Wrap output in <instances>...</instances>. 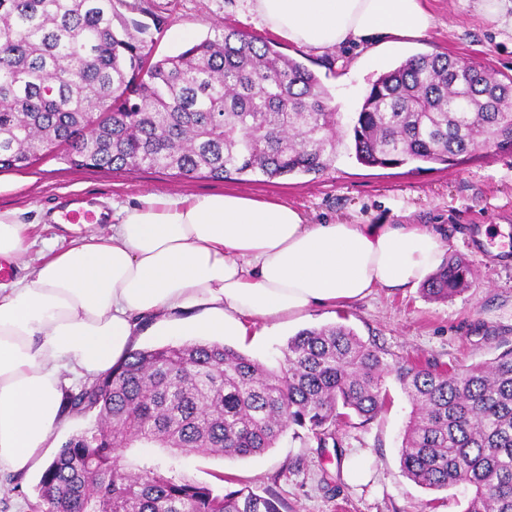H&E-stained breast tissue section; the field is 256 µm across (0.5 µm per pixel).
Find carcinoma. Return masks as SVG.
<instances>
[{"instance_id": "obj_1", "label": "carcinoma", "mask_w": 512, "mask_h": 512, "mask_svg": "<svg viewBox=\"0 0 512 512\" xmlns=\"http://www.w3.org/2000/svg\"><path fill=\"white\" fill-rule=\"evenodd\" d=\"M123 2L0 0V171L24 169L51 146L68 147L78 167L217 180L330 167L336 109L303 63L229 27L153 61L121 21ZM350 135L371 167L511 153L512 78L447 55L410 56L371 84ZM473 275L450 258L423 290L446 300ZM390 376L410 404L405 477L428 490L464 488L465 512H512V348L438 370L391 363L343 324L299 331L275 369L218 341L131 351L65 391L63 411L94 422L44 468L31 512H280L276 494L217 490L177 459L260 456L292 427L325 448L340 426L376 417Z\"/></svg>"}]
</instances>
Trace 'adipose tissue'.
Returning a JSON list of instances; mask_svg holds the SVG:
<instances>
[{"mask_svg": "<svg viewBox=\"0 0 512 512\" xmlns=\"http://www.w3.org/2000/svg\"><path fill=\"white\" fill-rule=\"evenodd\" d=\"M258 29L318 51L377 40L401 46L434 24L425 0H245ZM47 255L0 294V472L47 463L65 414L64 374L87 378L127 356L143 319L166 335L194 311L185 336H241L249 323L350 305L379 288H413L444 261L421 224H311L283 204L226 193L149 194L119 210L108 234L72 224Z\"/></svg>", "mask_w": 512, "mask_h": 512, "instance_id": "1", "label": "adipose tissue"}]
</instances>
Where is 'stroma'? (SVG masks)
Listing matches in <instances>:
<instances>
[{
  "label": "stroma",
  "mask_w": 512,
  "mask_h": 512,
  "mask_svg": "<svg viewBox=\"0 0 512 512\" xmlns=\"http://www.w3.org/2000/svg\"><path fill=\"white\" fill-rule=\"evenodd\" d=\"M427 7L434 17L428 36L381 50L375 60L351 47L318 54L284 42L280 49L321 79L344 133L372 80L413 55L446 54L512 78V34L479 13L477 0H428ZM120 13L129 33L143 35L156 58L185 49L175 36L179 29L197 41L218 26L276 38L257 31L243 0H125ZM230 191L288 204L313 224L430 225L442 235L447 256L468 261L475 275L470 288L445 301L428 299L418 287L381 289L347 306L315 308L296 322L257 323L247 339L228 336L225 344L270 367L289 337L336 323L382 348L392 362L418 360L445 368L489 361L512 347V155L492 151L445 170L415 171L408 165H362L345 139L326 173L269 182L260 176L242 182L186 179L147 168L86 169L71 165L64 154H51L29 168L0 172V211L15 212L30 227L21 258L0 275V284L38 267L46 244L67 247L66 232L53 218L64 199L90 197L108 209L134 205L148 193ZM386 386L387 408L366 424L340 428L335 446L317 447L310 434L289 430L260 456L188 454L178 466L220 490L230 478L256 494L275 493L282 512H464L466 490H425L403 475L399 448L410 406L394 378H387Z\"/></svg>",
  "instance_id": "stroma-1"
}]
</instances>
